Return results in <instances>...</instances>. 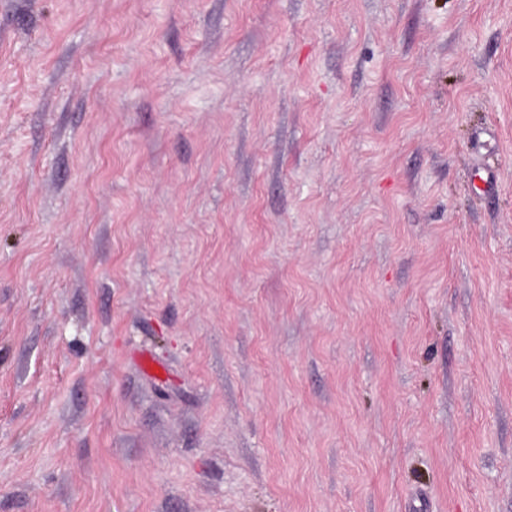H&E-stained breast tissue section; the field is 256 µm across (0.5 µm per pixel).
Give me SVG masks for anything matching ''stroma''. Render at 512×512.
I'll use <instances>...</instances> for the list:
<instances>
[{"instance_id":"obj_1","label":"stroma","mask_w":512,"mask_h":512,"mask_svg":"<svg viewBox=\"0 0 512 512\" xmlns=\"http://www.w3.org/2000/svg\"><path fill=\"white\" fill-rule=\"evenodd\" d=\"M0 512H512V0H0Z\"/></svg>"}]
</instances>
